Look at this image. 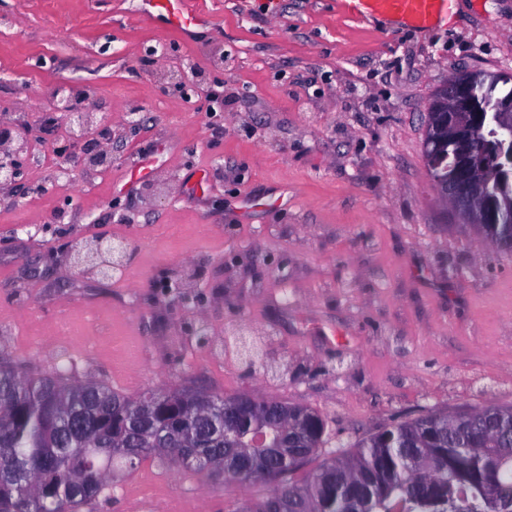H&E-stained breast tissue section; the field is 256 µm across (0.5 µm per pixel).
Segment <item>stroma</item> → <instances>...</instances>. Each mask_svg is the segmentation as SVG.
I'll use <instances>...</instances> for the list:
<instances>
[{"instance_id":"stroma-1","label":"stroma","mask_w":512,"mask_h":512,"mask_svg":"<svg viewBox=\"0 0 512 512\" xmlns=\"http://www.w3.org/2000/svg\"><path fill=\"white\" fill-rule=\"evenodd\" d=\"M188 6L207 21L182 32L136 0H0V116L26 158L0 187V357L30 376L71 349L131 399L304 405L326 451L434 410L512 406V252L461 223L423 156L438 89L512 75V0L396 29L343 0ZM59 89L112 127L111 163L65 141ZM102 236L128 243L125 277L70 268ZM170 282L197 302L174 303ZM234 329L260 338V363L225 349ZM117 484L97 512H239L268 491L156 457Z\"/></svg>"}]
</instances>
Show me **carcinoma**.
<instances>
[{
    "mask_svg": "<svg viewBox=\"0 0 512 512\" xmlns=\"http://www.w3.org/2000/svg\"><path fill=\"white\" fill-rule=\"evenodd\" d=\"M484 71L474 103L483 130L486 205L498 222L478 228L512 250V141L494 121L499 84ZM438 149L441 168L458 156ZM239 440L224 442V427ZM326 426L313 409L239 394L216 400L202 390L157 389L130 399L94 378L76 379L58 364L36 377L0 361V512H94L118 472L150 456L178 470L214 473L232 464L241 483L270 491L253 512H512V407L431 411L332 453L297 482L293 473L321 448Z\"/></svg>",
    "mask_w": 512,
    "mask_h": 512,
    "instance_id": "carcinoma-1",
    "label": "carcinoma"
}]
</instances>
